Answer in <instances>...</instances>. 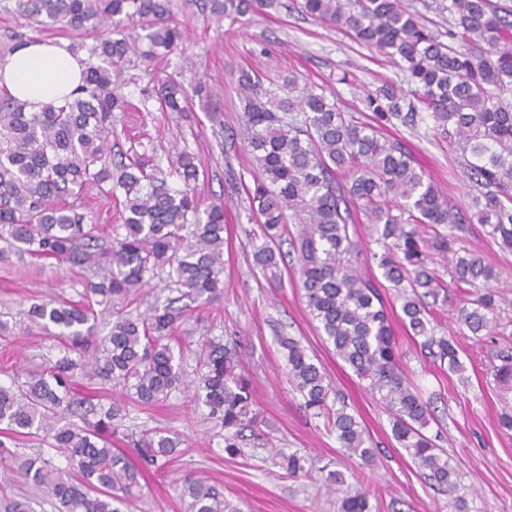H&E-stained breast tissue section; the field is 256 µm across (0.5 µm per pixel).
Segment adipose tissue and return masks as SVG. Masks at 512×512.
Masks as SVG:
<instances>
[{"mask_svg":"<svg viewBox=\"0 0 512 512\" xmlns=\"http://www.w3.org/2000/svg\"><path fill=\"white\" fill-rule=\"evenodd\" d=\"M82 60L50 40H33L0 65V84L37 112L82 84Z\"/></svg>","mask_w":512,"mask_h":512,"instance_id":"adipose-tissue-1","label":"adipose tissue"}]
</instances>
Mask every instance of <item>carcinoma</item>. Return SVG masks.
I'll list each match as a JSON object with an SVG mask.
<instances>
[{"label":"carcinoma","instance_id":"1","mask_svg":"<svg viewBox=\"0 0 512 512\" xmlns=\"http://www.w3.org/2000/svg\"><path fill=\"white\" fill-rule=\"evenodd\" d=\"M279 0H209V19L232 22ZM302 11L349 31L406 72L413 87H380L364 101L369 120L359 121L314 89L299 97L279 87H260L241 75L243 144L251 155L250 207L261 243L253 260L270 279L291 261L307 307L323 341L366 388L379 396L391 418L394 440L430 479L454 495L456 470L423 429L430 402L407 382L400 366L386 300L377 279L355 268L362 255L393 284L398 318L421 350L451 372L464 370L454 341L436 335L432 304L445 285L429 266L431 253L454 255L451 279L461 297L460 321L472 335L498 325L500 309L490 288L492 266L475 252L454 250L464 213L427 179L415 157L384 132L399 122L430 119L463 158L480 188L476 216L487 234L512 249V3L448 0V41L441 40L401 0H301ZM15 10L42 29L105 28L90 48L84 84L39 112L0 87V263L34 255L91 274L84 300L33 303L27 318L54 327L65 339L54 358L0 385V462L54 501L56 512H125L143 469L170 460L179 436L145 430L124 432L129 405L143 409L165 400L183 383L169 344L188 309L168 302L147 315L123 311L146 276L168 271L182 296L202 311L224 294V205L200 210L195 195L201 163L184 150L174 173L183 188L147 170L138 157L112 166L107 149L115 130L112 113L129 102L112 81V65L134 52L144 59L171 53L183 33L171 0H15ZM165 112H184L186 87L166 79L155 89ZM112 199L121 194L124 234L111 245L101 228L86 223L87 191ZM365 217L374 236L362 248L356 224ZM289 237L283 253L279 241ZM112 304L109 331L98 330L95 306ZM288 375L303 407L327 420L340 447L365 463L375 448L369 432L347 411L322 367L300 342L278 339ZM86 377L119 390L103 404L97 391L79 386ZM194 398L224 428V450L240 452L244 432L261 420L252 409L249 379L240 372L234 341L206 343ZM77 417L81 424L70 422ZM35 437L68 453L73 475H64L43 453L21 455L16 437ZM116 442H129L141 465ZM286 475L306 471L308 460L276 453ZM185 512H236L216 484L186 477L180 488ZM367 496L349 495L340 512H368Z\"/></svg>","mask_w":512,"mask_h":512}]
</instances>
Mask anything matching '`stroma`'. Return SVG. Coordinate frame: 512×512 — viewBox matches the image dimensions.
<instances>
[{"instance_id": "35a3bbf8", "label": "stroma", "mask_w": 512, "mask_h": 512, "mask_svg": "<svg viewBox=\"0 0 512 512\" xmlns=\"http://www.w3.org/2000/svg\"><path fill=\"white\" fill-rule=\"evenodd\" d=\"M299 3L280 0L278 9L248 13L218 31L206 20L204 0H172L185 31L182 47L149 64L129 58L112 73L132 104L131 110L114 115L113 160L136 153L150 167L167 173L180 151H191L203 166L197 184L202 205L220 202L226 211L224 297L179 325L172 343L175 360L185 379H194L205 340L237 337L253 408L269 435L265 441L245 436L242 454L228 456L216 421L183 389L148 409L132 410L131 428L174 431L183 444L180 456L169 461L164 472L148 477L131 510L184 512L179 487L190 474L223 486L225 498L238 512H339L341 498L358 491L367 493L370 512H512V432L498 427L500 414L512 409V388L495 376L500 353H512V250L502 248L475 222L459 234L460 246L477 250L494 268L492 286L502 297L499 328L478 336L459 323L456 293L434 306L432 315L440 333L458 343L464 364L461 373L440 369L411 336L399 338L404 374L434 409L425 432L435 438L458 474L460 486L454 498L399 447L384 405L322 341L292 268L282 265L279 281L272 282L253 263L252 236L259 227L245 193L252 178L241 136V73L258 75L264 84L296 78L299 85L336 97L341 109L359 118L365 115L367 93L385 83L408 85L405 74L377 50L345 30L305 16ZM19 34L28 40L50 39L88 48L105 32L41 30L15 12L14 0H0V47ZM149 68L188 88L206 83L213 96L192 98L184 112L162 111L157 99L144 97L151 88L145 74ZM387 132L409 148L426 177L453 204L471 212L474 185L460 156L431 124L414 129L391 126ZM83 292L82 274L63 271L54 260L27 256L0 263V312L7 314L11 328L8 336H0V384H11L21 367L41 364L58 352L60 341L53 331L27 320L30 304L58 296L78 301ZM281 335L300 340L360 416L378 448L374 463L348 457L325 419L302 407L277 342ZM274 448L343 472L345 485L328 486L316 471L283 475L270 455Z\"/></svg>"}]
</instances>
